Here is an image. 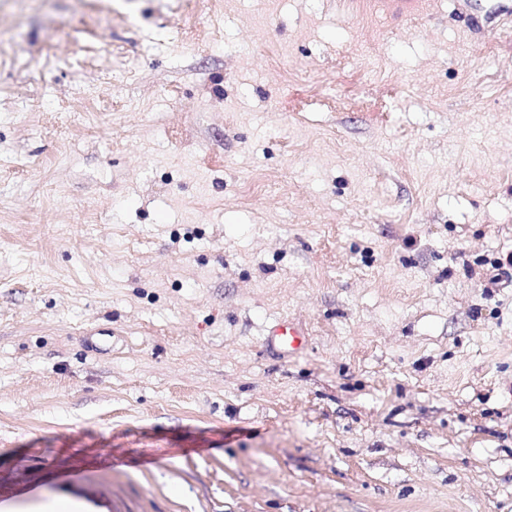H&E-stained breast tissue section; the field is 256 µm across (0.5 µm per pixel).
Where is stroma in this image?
I'll list each match as a JSON object with an SVG mask.
<instances>
[{"label":"stroma","instance_id":"35a3bbf8","mask_svg":"<svg viewBox=\"0 0 512 512\" xmlns=\"http://www.w3.org/2000/svg\"><path fill=\"white\" fill-rule=\"evenodd\" d=\"M431 2L0 0V512H512V0ZM264 336V341L269 347H277L288 355L304 349L309 333L290 321L280 320L269 324Z\"/></svg>","mask_w":512,"mask_h":512}]
</instances>
